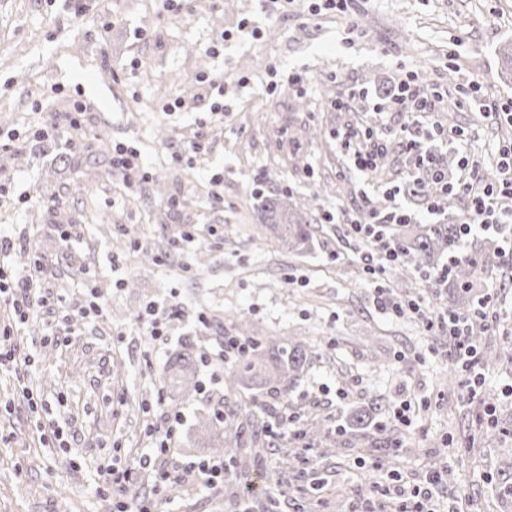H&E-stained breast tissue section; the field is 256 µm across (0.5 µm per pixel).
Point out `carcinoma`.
<instances>
[{
	"label": "carcinoma",
	"mask_w": 512,
	"mask_h": 512,
	"mask_svg": "<svg viewBox=\"0 0 512 512\" xmlns=\"http://www.w3.org/2000/svg\"><path fill=\"white\" fill-rule=\"evenodd\" d=\"M263 234L273 237L281 248L295 254L304 255L314 248V238L308 213L297 207L289 198H267L263 206ZM407 249L408 262L416 270L435 272L439 270L437 257L453 254L458 246L457 225L455 224H415L399 238ZM496 254L489 241L480 245L479 253L472 260H464L453 268L448 276L453 299L451 310H468L471 289L479 279L485 262ZM247 344L243 354L232 362L228 388L252 392V406L239 416L229 413L221 422L211 423L214 433L215 452L227 457V463L234 474L247 472V460L260 456L264 448L254 439L253 429L262 423L256 411L266 413L273 410L275 402L290 395L293 385L304 375L315 358L311 344L295 338L279 340H256L242 336ZM197 358L187 352L166 361L165 381L172 388L177 384L197 387L195 373ZM382 402L375 400L371 410H358L346 418L347 427L353 433H362L368 425L369 413H378Z\"/></svg>",
	"instance_id": "cac0c4a2"
}]
</instances>
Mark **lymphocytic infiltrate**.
<instances>
[{
	"label": "lymphocytic infiltrate",
	"mask_w": 512,
	"mask_h": 512,
	"mask_svg": "<svg viewBox=\"0 0 512 512\" xmlns=\"http://www.w3.org/2000/svg\"><path fill=\"white\" fill-rule=\"evenodd\" d=\"M403 105L418 114L419 119L412 123L398 124L390 129L389 137L413 162L417 172L422 173L435 164L434 156L424 147L425 141L444 134L442 128L435 124L427 125L424 119L441 110L444 96L437 89L415 85L413 78L408 76L401 81L396 94L375 103L374 110L380 114L395 112ZM333 136L356 170L366 175L373 174L384 147L378 144L373 149L365 150L359 145L360 138H372L371 130L360 132L348 127L334 131ZM498 154L501 168L498 177L493 180L481 175L465 154L459 158L460 166L467 172L465 178L452 184L445 172L436 174L439 195L428 201L426 209L431 213L437 212L441 199L450 195L464 200L466 214L457 229L460 238H467L477 225L495 229L499 225L512 223V142L501 144ZM323 220L328 224L343 225L344 237L347 242L356 245L358 262L369 280H380L390 270L408 261L406 250L389 234L392 225L412 222L413 215L405 208L396 206L388 211H380L366 205L354 214L344 211L325 212ZM14 245V240L0 234V304L8 309L12 317L11 323L0 329V367L12 374L30 371L34 364L31 354L21 352L11 344L12 335L37 323L46 312L64 305L62 297L44 288L43 282L49 276L50 269L38 253H30L26 275L15 279L9 277ZM374 303L382 313L397 317L413 314L422 321L427 331L447 334L451 362L462 366L467 372L471 387L481 385L483 374L478 351L467 327L469 322L477 319L490 326L496 324L492 296L479 298L474 309L466 314H455L447 310L433 312L422 307L418 301L394 298L384 288L377 290ZM182 421L183 415L179 410L160 412L149 427L154 446L151 452L139 457V466L150 467L152 462L168 455L175 448Z\"/></svg>",
	"instance_id": "obj_1"
}]
</instances>
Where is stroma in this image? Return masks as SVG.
I'll return each mask as SVG.
<instances>
[{"label":"stroma","instance_id":"obj_1","mask_svg":"<svg viewBox=\"0 0 512 512\" xmlns=\"http://www.w3.org/2000/svg\"><path fill=\"white\" fill-rule=\"evenodd\" d=\"M309 0H0V130L26 133L47 112L90 106L87 154L95 168L67 166L61 145L29 142L22 152H0V233L19 239L14 274L27 266L29 249L53 263L45 281L66 301L50 318L61 333L44 341L32 332L15 336L37 360L27 381L39 401L75 441L68 451L43 448L35 425L45 421L15 394L12 376L0 377V512H118L125 497L103 484L99 467L126 465L151 448L148 409L157 396L184 412L176 460L208 458L197 444V425L216 401L231 411L249 403L246 391L230 392L224 376L198 369L199 390L163 386L168 357L188 349H219L236 336L269 339L304 336L319 355L288 401L305 418L346 420L372 398L386 402L380 427L398 438L396 451L369 448L367 438L340 436L324 453L311 437L270 445L252 461L248 481L230 479L207 489L199 481L173 491L132 474L130 487L160 512H238L250 496L264 512L268 495L282 512H382L383 488L392 480L382 462L395 456L400 502L416 512L413 487L427 474L448 479L428 501L431 512H512V366L485 370L469 394L466 373L448 360V338L428 334L412 317L394 319L373 304L376 285L351 260L342 229L324 223L325 211L355 212L362 196L374 207L407 206L419 224H456L465 205L454 200L428 213L405 193L412 179L397 149H389L373 176L354 169L332 136L352 124L407 120L404 112L373 111L376 96L397 89L406 72L421 86L439 88L448 100L435 119L470 135L474 164L490 173L495 150L512 141V121L483 118L455 105L460 85L475 81L483 92L512 99V66L498 55L512 41V0H361L356 20L368 38L346 43L337 12L311 15ZM115 23L104 27L105 16ZM150 30L147 40L133 36ZM261 39H254L252 30ZM232 38L218 55L208 48L222 33ZM306 72L310 84L288 81ZM220 77L212 98L219 113L200 105V74ZM361 90L352 111L331 103ZM201 132L202 153L178 145ZM125 142L144 155L153 177L127 190L112 172V145ZM219 185H212L213 176ZM400 187L396 199L385 191ZM30 201H23V194ZM291 195L315 229V248L286 253L262 234L260 197ZM57 196L59 205L45 204ZM177 196L170 211L164 199ZM80 225L83 237L64 247L61 236ZM206 234L209 244L190 246L181 236ZM167 257L151 275L143 256ZM95 270L94 286L108 318L76 327L69 311L83 306L87 290L78 263ZM483 292L496 294L497 327L487 341L512 347V263L495 258L482 274ZM166 306L165 344H150L133 313L149 303ZM404 418L396 412L402 403Z\"/></svg>","mask_w":512,"mask_h":512}]
</instances>
